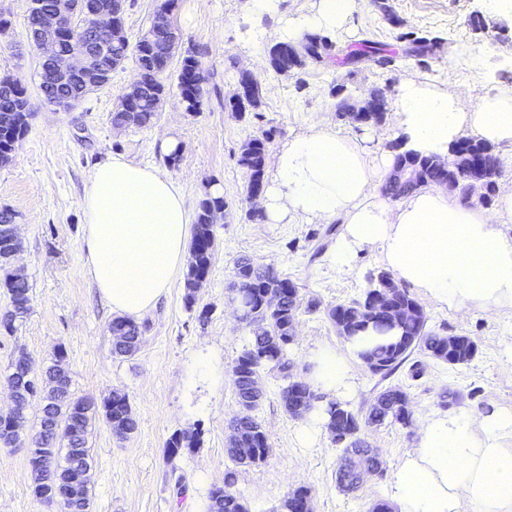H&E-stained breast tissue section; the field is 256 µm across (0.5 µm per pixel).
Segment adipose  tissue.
Instances as JSON below:
<instances>
[{
	"label": "adipose tissue",
	"instance_id": "ef3b65f1",
	"mask_svg": "<svg viewBox=\"0 0 512 512\" xmlns=\"http://www.w3.org/2000/svg\"><path fill=\"white\" fill-rule=\"evenodd\" d=\"M358 0H318L288 31L335 30ZM405 150L447 158L462 130L490 144H512V93L466 104L455 78L432 86L402 76L395 109ZM393 155L370 156L324 121L284 142L271 156V175L256 207L267 224L342 220L330 254L338 272L354 271L364 249L378 252L392 275L448 309L512 312V188L493 211L469 205L432 185L391 203L376 193ZM81 243L91 281L113 312L138 317L170 288L191 236L179 186L157 169L115 157L93 171L82 198ZM372 336L348 342L345 353L313 351L315 390L346 398L355 385L352 360ZM512 410L489 415L436 413L417 431L415 448L393 472L390 495L399 512H512Z\"/></svg>",
	"mask_w": 512,
	"mask_h": 512
}]
</instances>
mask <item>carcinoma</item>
<instances>
[{"mask_svg": "<svg viewBox=\"0 0 512 512\" xmlns=\"http://www.w3.org/2000/svg\"><path fill=\"white\" fill-rule=\"evenodd\" d=\"M175 0H162L150 26L135 43L129 40L112 44V55L103 59V65L115 69L127 60L144 70V82L134 98L132 108L123 103L112 112V124L133 125L138 128L151 126L157 119V108L167 90L165 74L169 69L175 42L172 38L152 39L156 19ZM399 39L406 43L401 54L389 53L382 47L371 46L365 56L372 58L382 68L393 67L408 59L424 61L434 56V49L441 46L444 38L431 33L403 32ZM285 48L280 53L269 49V65L279 74H297L311 65H326L332 59L335 47L330 35L307 32L298 42L283 40ZM206 74L199 53L187 49L177 70L176 86L179 102L184 110L196 114L202 111L206 95ZM40 86L49 104L70 94L72 87L59 82L57 71L52 69L40 74ZM344 85L334 84L331 93L340 96L336 112L353 125L380 124L389 112V99L384 89L371 88L366 97L376 109L359 119L351 113L347 98L342 96ZM265 96V89L254 76H239L235 92L224 98V108L243 119L248 114H258ZM31 117L30 103L21 81L9 74L0 76V165L12 161L13 151L25 137ZM277 130L271 126L248 139L241 147L238 164L247 175L246 195L253 197L264 191L266 185L267 145ZM491 146L475 138L462 137L448 149V170L442 172L441 161L435 155L400 152L395 156L394 167L415 171L411 179L398 181L387 179L381 187L386 196L397 200L413 193L420 187L435 184L446 175L448 182L457 184V193L465 203L469 202V188L465 185L468 171L475 162L484 159V152ZM228 208L222 196L207 194L198 204L193 236L189 247L187 271L184 277V301L191 308L196 303V293L201 280L209 274L214 246V224L217 216ZM17 243L0 234V288L6 290L10 310L0 320L7 330L15 329V323L29 313L32 288L28 280H20L11 271L13 252ZM383 272L370 275L369 288L361 299L339 303L324 310L325 316L336 326L343 337L350 339L372 331L377 342L362 354L367 367L385 381L404 365L412 379L425 372L423 360L413 357L418 352L437 359L451 367L469 363L475 356L469 345L452 343L454 335L444 334L428 326V317L422 306L407 289L395 285L393 305L400 308L392 312L377 304L375 293L380 288ZM234 300L246 315L249 328L243 349L233 369L236 377L233 385L241 415L236 420L228 446L225 448L234 467L224 473V485L212 488L207 512H249L241 494L233 490L238 467L257 466L265 461L269 446L266 434L258 422L255 411L264 394L255 392L252 377L265 370L277 372L282 381L280 397L286 412L295 415L297 401L305 397L310 387L307 382L294 380L293 361L289 358L290 345L294 343L297 313L300 307L298 289L288 278L281 276L271 266H257L248 258H241L235 265ZM116 338L112 353L119 358L136 354L146 331V324L132 318L116 317L110 324ZM67 358V352L59 347L54 351L53 363L41 376L31 373L30 359L19 353L8 364L5 379L13 394L15 409L13 422L0 424V445L17 446L20 429L27 420L32 401L40 399L39 430L30 450L29 465L32 491L44 501L56 499L70 512H90V478L81 480L79 495H68V478L74 471L90 473L93 459L88 448V426L100 412L110 429L131 435L137 430L126 394L113 392L102 405L89 397L77 396L72 390V380L61 375L57 367ZM328 426L337 439L344 440L343 453L336 468V484L345 493L359 489L368 476H381L385 461L379 450L359 436L361 428L384 423L412 424V411L407 392L399 385L381 388L370 400L366 409L357 411L341 402L330 401L326 406ZM197 436L187 432L172 435L167 444L169 456L195 447ZM288 504L294 512H315L309 490L304 486L288 494Z\"/></svg>", "mask_w": 512, "mask_h": 512, "instance_id": "1", "label": "carcinoma"}]
</instances>
